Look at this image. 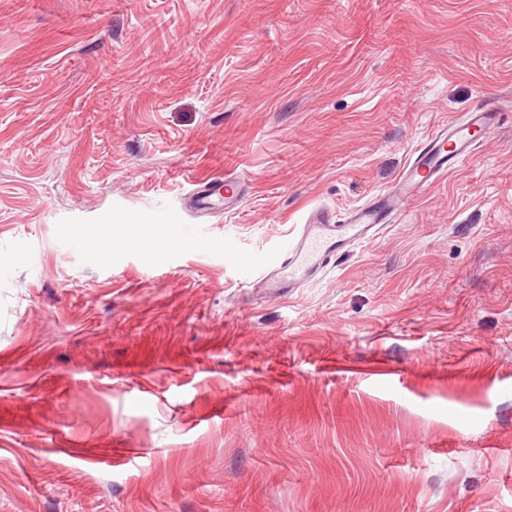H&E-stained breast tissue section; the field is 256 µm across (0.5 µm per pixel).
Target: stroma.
Wrapping results in <instances>:
<instances>
[{
	"instance_id": "35a3bbf8",
	"label": "stroma",
	"mask_w": 512,
	"mask_h": 512,
	"mask_svg": "<svg viewBox=\"0 0 512 512\" xmlns=\"http://www.w3.org/2000/svg\"><path fill=\"white\" fill-rule=\"evenodd\" d=\"M480 108L374 241L248 287ZM0 512H512V0H0ZM225 194H224V205L231 203H238L240 201V191L233 181V179L225 178ZM221 184L216 190L211 191L209 189L203 190L199 196L195 198V207L201 212H208L211 210L212 205L214 204L209 198L214 195L217 191L220 194L221 188L224 187Z\"/></svg>"
}]
</instances>
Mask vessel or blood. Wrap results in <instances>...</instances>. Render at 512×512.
Segmentation results:
<instances>
[{
    "mask_svg": "<svg viewBox=\"0 0 512 512\" xmlns=\"http://www.w3.org/2000/svg\"><path fill=\"white\" fill-rule=\"evenodd\" d=\"M498 122V114L480 109L447 131L432 136L416 158L386 191L367 203L337 215L325 208L308 212L296 235L287 240L261 267L255 288H297L325 271L337 252L347 245L371 240L393 223L408 200L423 194L435 181L455 169L480 141L482 133Z\"/></svg>",
    "mask_w": 512,
    "mask_h": 512,
    "instance_id": "obj_1",
    "label": "vessel or blood"
}]
</instances>
